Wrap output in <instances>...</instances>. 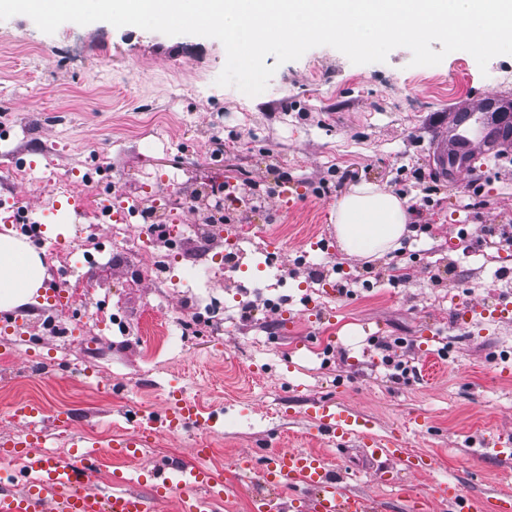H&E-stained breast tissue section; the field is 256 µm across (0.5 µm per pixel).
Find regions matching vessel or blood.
Masks as SVG:
<instances>
[{
  "instance_id": "obj_1",
  "label": "vessel or blood",
  "mask_w": 512,
  "mask_h": 512,
  "mask_svg": "<svg viewBox=\"0 0 512 512\" xmlns=\"http://www.w3.org/2000/svg\"><path fill=\"white\" fill-rule=\"evenodd\" d=\"M494 95L478 103L461 106L448 114V123L439 133L429 162L441 178L457 179L471 171L481 156L500 153L512 145V112L492 109ZM314 428L328 444L343 447L360 439L370 455L384 459L396 471L424 473L433 467L431 457L410 452L400 439L374 435L358 413L332 399L313 404ZM21 430L9 439H0L1 448L12 449L22 457L20 481L12 487L0 484V512H159V502L177 489L204 490L219 499L228 484L223 475L204 463L209 450L206 443L195 442L191 453L196 463L176 468L164 462L153 465L149 475L151 491L138 492L113 483L103 489L91 485V477L100 468L98 452L86 449L67 459L52 457L44 449L47 434L41 423L33 421L30 410H21ZM198 400L180 397L166 401L157 411L136 422L129 437L113 439V447L124 451L146 447L159 429L171 434L194 428H206ZM237 480H259L264 493L252 499V512H281L283 490L296 493V512H379L371 497L347 488L341 473L331 471L325 457L305 448L252 450L239 455ZM434 500L448 512H512L511 496L471 497L455 483L438 484Z\"/></svg>"
}]
</instances>
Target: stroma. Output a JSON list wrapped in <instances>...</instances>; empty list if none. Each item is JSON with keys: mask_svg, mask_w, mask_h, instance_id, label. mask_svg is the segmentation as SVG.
I'll return each mask as SVG.
<instances>
[{"mask_svg": "<svg viewBox=\"0 0 512 512\" xmlns=\"http://www.w3.org/2000/svg\"><path fill=\"white\" fill-rule=\"evenodd\" d=\"M411 58L404 47L363 65L329 46L281 65L269 56L276 72L250 97L217 85L226 51L214 38L101 21L47 34L25 15L0 20V209H25L45 224L46 242H66L69 264H47L45 286L81 268L88 241L111 240L110 218L74 208L95 187L162 210L174 189L215 197L231 182L265 190L252 250L262 273L279 275L284 312L266 308L250 272L225 271L209 290L223 335L203 321L175 326L149 358L133 331L116 337L85 322L86 310L119 307L133 327L160 302L179 317L180 294L161 299L150 283L132 282L147 256L99 272L88 308L37 294L7 317L49 315L61 332L35 330L27 343L0 333V352L16 359L14 376L0 379V434L21 429L18 408L37 407L51 455L67 457L72 439L97 433L96 484L122 475L132 488L154 462L193 464L195 440L208 442L210 467L227 472L274 434L283 447L326 453L352 490L404 512L399 487L376 478L361 444L339 451L316 436L307 402L332 397L372 432L434 457L432 472L411 477L423 489L452 481L470 496L512 493V461L489 445L512 428V321L461 315L469 303H512V248L488 233L512 225V155L479 161L459 186L425 161L452 107L489 93L512 101V55L483 70L464 51L436 66ZM361 182L407 199L411 211L412 235L370 260L344 253L334 224L338 198ZM269 239L280 253L267 252ZM396 265L408 280H392ZM176 391L214 413L211 428L160 433L135 457L109 449L126 411L158 408ZM62 412L70 421L60 427Z\"/></svg>", "mask_w": 512, "mask_h": 512, "instance_id": "stroma-1", "label": "stroma"}]
</instances>
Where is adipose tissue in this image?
<instances>
[{
    "label": "adipose tissue",
    "mask_w": 512,
    "mask_h": 512,
    "mask_svg": "<svg viewBox=\"0 0 512 512\" xmlns=\"http://www.w3.org/2000/svg\"><path fill=\"white\" fill-rule=\"evenodd\" d=\"M409 222L406 200L370 183L351 186L336 202V234L349 255L378 258L395 250ZM45 277V266L27 244L0 234V310L36 296Z\"/></svg>",
    "instance_id": "adipose-tissue-1"
}]
</instances>
